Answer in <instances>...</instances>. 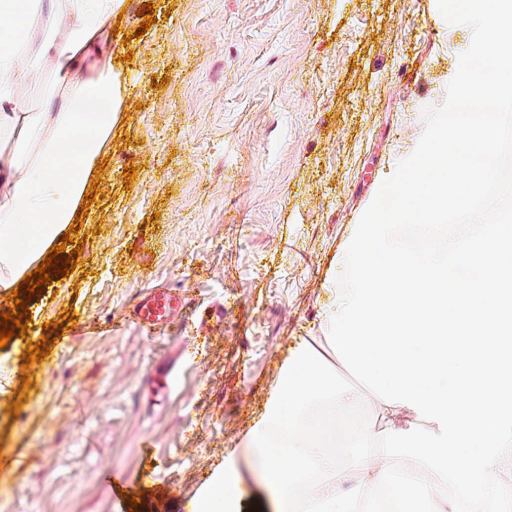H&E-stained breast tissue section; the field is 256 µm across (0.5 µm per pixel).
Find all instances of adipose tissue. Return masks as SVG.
I'll return each instance as SVG.
<instances>
[{
	"label": "adipose tissue",
	"instance_id": "ef3b65f1",
	"mask_svg": "<svg viewBox=\"0 0 512 512\" xmlns=\"http://www.w3.org/2000/svg\"><path fill=\"white\" fill-rule=\"evenodd\" d=\"M0 0V289L10 290L62 238L125 107L112 66V20L129 0ZM42 90L37 108L28 90ZM228 465L200 512H248Z\"/></svg>",
	"mask_w": 512,
	"mask_h": 512
}]
</instances>
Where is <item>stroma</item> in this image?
Listing matches in <instances>:
<instances>
[{
    "label": "stroma",
    "instance_id": "obj_1",
    "mask_svg": "<svg viewBox=\"0 0 512 512\" xmlns=\"http://www.w3.org/2000/svg\"><path fill=\"white\" fill-rule=\"evenodd\" d=\"M450 52L431 0H130L112 35L127 106L84 251L0 348V512H109L104 466L127 475L133 512H177L210 485L315 333L362 210L445 92ZM157 284L223 306V321L141 334L128 316ZM69 311V345L24 364ZM158 365L177 379L164 401Z\"/></svg>",
    "mask_w": 512,
    "mask_h": 512
}]
</instances>
